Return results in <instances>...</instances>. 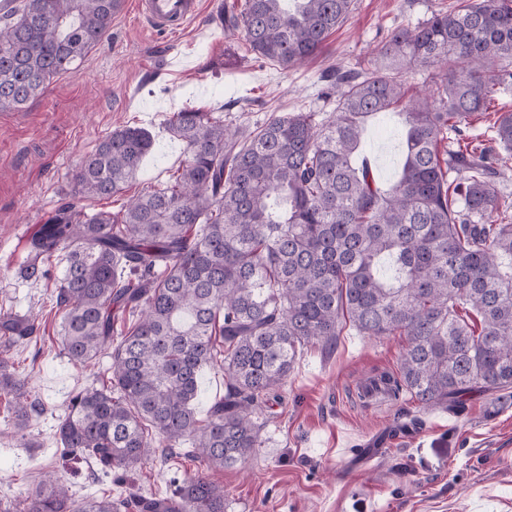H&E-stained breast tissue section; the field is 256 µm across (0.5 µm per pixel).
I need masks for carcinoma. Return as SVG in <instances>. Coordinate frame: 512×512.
Here are the masks:
<instances>
[{
  "label": "carcinoma",
  "instance_id": "1",
  "mask_svg": "<svg viewBox=\"0 0 512 512\" xmlns=\"http://www.w3.org/2000/svg\"><path fill=\"white\" fill-rule=\"evenodd\" d=\"M353 0H245L224 14L256 58L282 70L311 60ZM123 0H22L0 16V107L18 109L108 35ZM367 72L331 69L336 107L273 115L246 130L184 107L168 130L184 147L172 180L87 213L85 198L121 195L153 139L141 127L107 133L72 178L70 200L30 238L27 280L47 278L62 311V351L87 366L108 354V381L74 394L58 440L68 460L122 477L152 452L188 447L203 470L160 497L128 492L77 502L47 475L20 512H224L208 472L263 447L260 416L309 346L329 350L349 327L403 336L399 372L380 374L393 400L409 395L459 412L473 394L512 397V215L484 148L439 149L493 116L512 152V0H476L393 31ZM436 71V89L405 100L407 67ZM404 105L403 163L380 184L356 155L366 120ZM133 325L113 338L115 315ZM38 318L0 314V394L14 425L35 403L12 351ZM224 367V398L207 420L194 407L202 370Z\"/></svg>",
  "mask_w": 512,
  "mask_h": 512
}]
</instances>
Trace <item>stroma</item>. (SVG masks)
I'll use <instances>...</instances> for the list:
<instances>
[{
    "label": "stroma",
    "mask_w": 512,
    "mask_h": 512,
    "mask_svg": "<svg viewBox=\"0 0 512 512\" xmlns=\"http://www.w3.org/2000/svg\"><path fill=\"white\" fill-rule=\"evenodd\" d=\"M202 2L200 21L165 36L127 2L75 72L55 77L22 109L0 108V310L39 317L36 339L17 348L13 361L41 403L18 430L10 397L0 395L1 502L24 500L48 471L59 473L77 500L120 492L94 465L67 470L57 435L72 395L98 383L109 361L79 367L62 352L52 292L63 262L47 280L20 276L27 237L68 197L84 154L117 127L145 128L155 146L124 197L163 184L184 159L166 125L170 113L193 106L252 127L274 114L332 111L325 71L369 67L394 29L459 0H354L318 56L288 71L254 60L239 33L215 24L223 0ZM173 50L188 61L178 76L164 70ZM401 128L393 110L365 124L360 156L380 182L400 169ZM405 346L401 336L348 330L333 352L305 349L266 412L263 448L214 475L224 488V512H512V398L476 396L461 413L412 399L400 408L357 400L360 381L397 372ZM200 470L177 449L153 455L130 482L142 494H164Z\"/></svg>",
    "instance_id": "35a3bbf8"
}]
</instances>
